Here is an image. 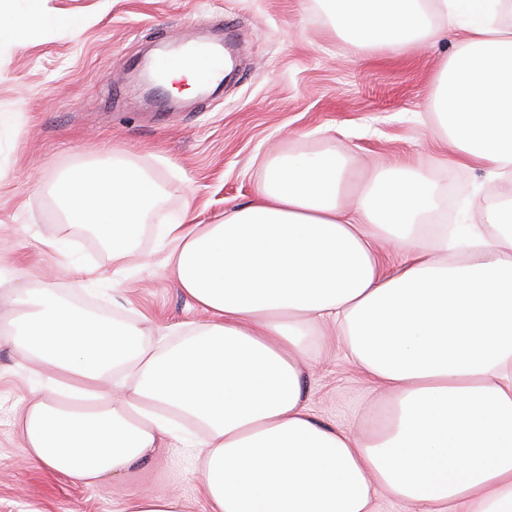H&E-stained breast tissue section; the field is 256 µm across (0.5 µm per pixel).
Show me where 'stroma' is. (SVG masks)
<instances>
[{
    "instance_id": "1",
    "label": "stroma",
    "mask_w": 512,
    "mask_h": 512,
    "mask_svg": "<svg viewBox=\"0 0 512 512\" xmlns=\"http://www.w3.org/2000/svg\"><path fill=\"white\" fill-rule=\"evenodd\" d=\"M59 26L21 22L0 36V316L45 288L98 315L137 322L159 348L209 316L158 262V227L213 224L250 202L263 162L277 153L346 155L358 189L379 164L399 160L471 199L453 217L480 223L484 174L450 168L427 105L452 38L392 55L347 43L317 0H37ZM224 34L236 71L216 100L168 111L146 103L129 69L156 44ZM130 152L161 186L157 223L146 224L127 268L114 272L104 244L71 226L57 184L72 168ZM68 241L66 255L46 243ZM33 363L0 327V512H126L139 497L178 499L207 512L190 450L168 440L115 480L77 484L35 467L21 447L18 414L36 393ZM318 415L365 427L385 399L326 337L307 371Z\"/></svg>"
}]
</instances>
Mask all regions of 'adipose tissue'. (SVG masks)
Listing matches in <instances>:
<instances>
[{"label":"adipose tissue","mask_w":512,"mask_h":512,"mask_svg":"<svg viewBox=\"0 0 512 512\" xmlns=\"http://www.w3.org/2000/svg\"><path fill=\"white\" fill-rule=\"evenodd\" d=\"M324 2L363 48L456 40L430 108L496 204L481 223L438 224L425 171L392 163L351 194L343 156L289 153L219 223L161 225L162 267L211 317L177 343L149 348L136 323L50 289L18 297L4 323L46 392L18 419L38 467L95 485L189 421L209 512H512V0ZM59 192L121 270L160 186L122 162L73 169ZM330 333L391 396L368 431L308 400L302 365Z\"/></svg>","instance_id":"1"}]
</instances>
